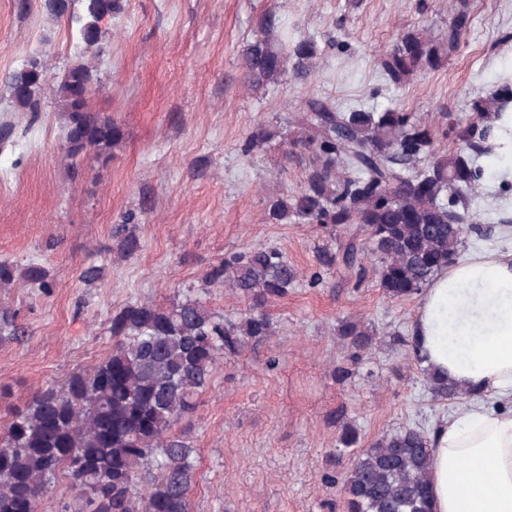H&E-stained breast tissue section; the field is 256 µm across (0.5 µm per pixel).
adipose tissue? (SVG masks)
Listing matches in <instances>:
<instances>
[{"mask_svg": "<svg viewBox=\"0 0 512 512\" xmlns=\"http://www.w3.org/2000/svg\"><path fill=\"white\" fill-rule=\"evenodd\" d=\"M413 349L434 376L512 396V250L443 268L419 296ZM433 512H512V411L469 406L433 439Z\"/></svg>", "mask_w": 512, "mask_h": 512, "instance_id": "adipose-tissue-1", "label": "adipose tissue"}]
</instances>
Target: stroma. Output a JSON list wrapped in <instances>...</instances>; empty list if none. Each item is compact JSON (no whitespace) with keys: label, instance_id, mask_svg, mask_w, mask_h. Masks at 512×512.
<instances>
[{"label":"stroma","instance_id":"1","mask_svg":"<svg viewBox=\"0 0 512 512\" xmlns=\"http://www.w3.org/2000/svg\"><path fill=\"white\" fill-rule=\"evenodd\" d=\"M459 0H122L90 63L91 104L123 131L106 164L72 173L62 161V121L52 87L29 124L14 111L5 83L30 57L61 76L83 43L43 0H0V123L27 127L0 153V261L46 268L49 285L16 277L0 288L22 336L0 338V387L22 405L36 390L63 385L112 351V318L140 299L181 300L224 258L274 247L300 281L266 313L275 333L258 349L220 359L212 387L174 434L191 446L189 512H345L334 451L345 414L362 444L410 425L434 432L460 415L461 400L434 399L407 345L417 299L388 302L378 273L347 279L322 261L337 252L338 229L275 224L266 203L300 190L306 156L287 154L290 120L311 98L341 109L393 104L428 115L434 129L448 115L470 118L469 103L512 77V0H469L470 24L459 49L438 71L404 88L390 85L380 58L412 26L437 36ZM275 39L314 40L318 55L306 82L284 77L258 90L242 79L238 52L266 10ZM276 131L245 151L256 124ZM484 178L466 225L460 258L512 246V164L481 158ZM126 223L141 248L117 256L112 227ZM96 265L94 286L79 279ZM369 323L375 337L352 382L332 370L349 350L345 321Z\"/></svg>","mask_w":512,"mask_h":512}]
</instances>
